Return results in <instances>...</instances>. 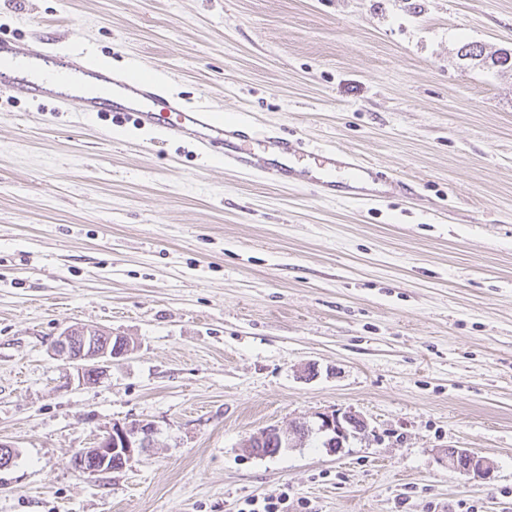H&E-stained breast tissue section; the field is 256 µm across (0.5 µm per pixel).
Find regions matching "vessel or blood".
<instances>
[{
	"mask_svg": "<svg viewBox=\"0 0 512 512\" xmlns=\"http://www.w3.org/2000/svg\"><path fill=\"white\" fill-rule=\"evenodd\" d=\"M39 67L45 68L42 83L24 86L27 96L46 94L48 85L68 83L70 73L60 57L41 55ZM83 80L92 88L82 101L86 112L112 110L130 116L137 126L163 137H184L195 141L205 151L224 152V164L237 172H246L273 184L312 181L320 197L332 199L337 189H345L350 200L376 202L386 193L410 194L411 187L402 179L380 173L376 167L343 150L332 148L324 165L315 175L301 170L296 160L305 153L303 139H288L267 130L257 131L245 117L226 121L206 106L188 107L156 92L143 79L125 78L100 69L88 68Z\"/></svg>",
	"mask_w": 512,
	"mask_h": 512,
	"instance_id": "obj_1",
	"label": "vessel or blood"
}]
</instances>
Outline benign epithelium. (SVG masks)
<instances>
[{"mask_svg":"<svg viewBox=\"0 0 512 512\" xmlns=\"http://www.w3.org/2000/svg\"><path fill=\"white\" fill-rule=\"evenodd\" d=\"M121 339L98 326H71L64 329L52 342L50 353L54 359L74 368L82 385L96 384L103 374V364L127 354ZM316 429L327 435L325 448L335 453L350 437L367 432L366 420L352 412L323 413L318 416ZM307 422H298L287 428L270 426L250 436L243 443L247 454L260 448H302L310 432L315 429ZM155 428L150 423H113L112 428L96 436L93 445L79 450L73 460L74 469L84 474L106 473L112 465L123 469L140 448L154 443ZM448 466L453 470L477 478L489 475V461L466 448L447 449Z\"/></svg>","mask_w":512,"mask_h":512,"instance_id":"obj_1","label":"benign epithelium"}]
</instances>
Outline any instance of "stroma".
<instances>
[{
	"mask_svg": "<svg viewBox=\"0 0 512 512\" xmlns=\"http://www.w3.org/2000/svg\"><path fill=\"white\" fill-rule=\"evenodd\" d=\"M337 147L415 190L326 201L221 152L0 87V512H512V0H0V36ZM125 337L94 385L52 358ZM366 434L249 456L269 426ZM116 422L119 471H74ZM493 470L473 480L446 449ZM112 333L98 326H71L52 342L54 359L74 368L80 384L94 385L103 374L104 363L127 354L124 342L118 338L112 348ZM318 419L317 429L328 436L325 440V448L330 453H336L343 448L350 436L357 433L364 435L368 429L366 420L351 411L323 413L318 416ZM155 428L150 423H113L112 428L96 436L93 445L79 450L74 469L84 474L119 471L125 468L139 448L154 443ZM117 455L112 463V455ZM118 465L119 469H112ZM447 459L450 468L474 478L487 477L491 470L490 463L484 456L467 448L447 449Z\"/></svg>",
	"mask_w": 512,
	"mask_h": 512,
	"instance_id": "35a3bbf8",
	"label": "stroma"
}]
</instances>
